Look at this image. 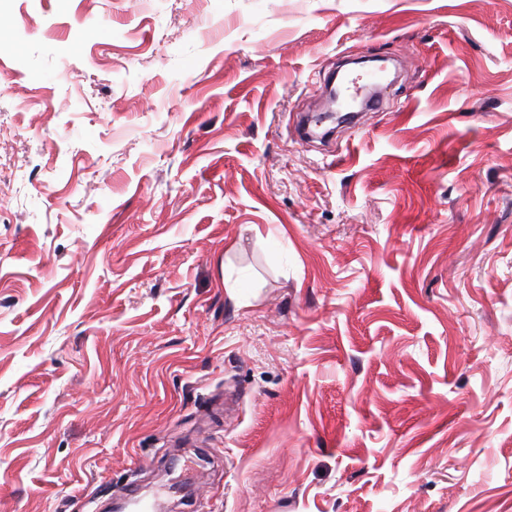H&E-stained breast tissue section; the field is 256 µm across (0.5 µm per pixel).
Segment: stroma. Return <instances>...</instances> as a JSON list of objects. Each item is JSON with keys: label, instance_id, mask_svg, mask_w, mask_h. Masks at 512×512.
<instances>
[{"label": "stroma", "instance_id": "35a3bbf8", "mask_svg": "<svg viewBox=\"0 0 512 512\" xmlns=\"http://www.w3.org/2000/svg\"><path fill=\"white\" fill-rule=\"evenodd\" d=\"M142 4L0 26V512H512V0Z\"/></svg>", "mask_w": 512, "mask_h": 512}]
</instances>
